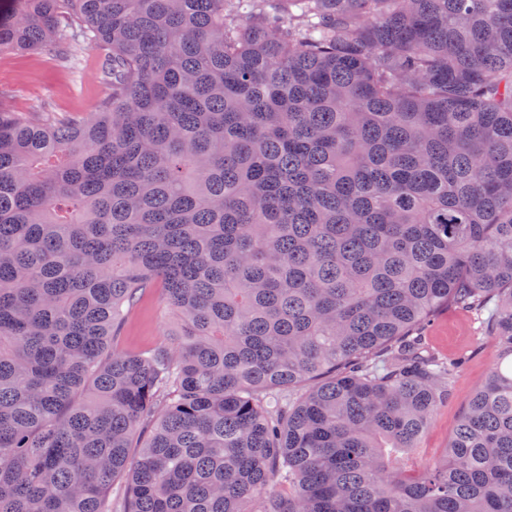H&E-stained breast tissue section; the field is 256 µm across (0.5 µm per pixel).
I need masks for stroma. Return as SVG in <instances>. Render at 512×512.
<instances>
[{"label":"stroma","mask_w":512,"mask_h":512,"mask_svg":"<svg viewBox=\"0 0 512 512\" xmlns=\"http://www.w3.org/2000/svg\"><path fill=\"white\" fill-rule=\"evenodd\" d=\"M104 51L83 45L74 65L60 63L53 46L32 54L0 53V89L8 94V105L17 112H50L58 116H88L105 97L102 77ZM174 318L165 307L159 289H152L129 313L115 349L134 353L169 339ZM429 343L447 358L463 364L451 386L448 401L440 406L418 441V456L430 459L447 448L474 390L496 367L500 351L486 335L480 318L453 309L440 311L427 332Z\"/></svg>","instance_id":"stroma-1"}]
</instances>
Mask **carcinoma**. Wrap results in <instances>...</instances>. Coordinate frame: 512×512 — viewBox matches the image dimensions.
<instances>
[{"label":"carcinoma","instance_id":"cac0c4a2","mask_svg":"<svg viewBox=\"0 0 512 512\" xmlns=\"http://www.w3.org/2000/svg\"><path fill=\"white\" fill-rule=\"evenodd\" d=\"M86 41L90 116L0 90V512H512V364L408 461L432 314L512 357V0H0ZM160 285L152 288L129 313L113 347L118 351L134 353L168 341L174 318L165 307Z\"/></svg>","mask_w":512,"mask_h":512}]
</instances>
